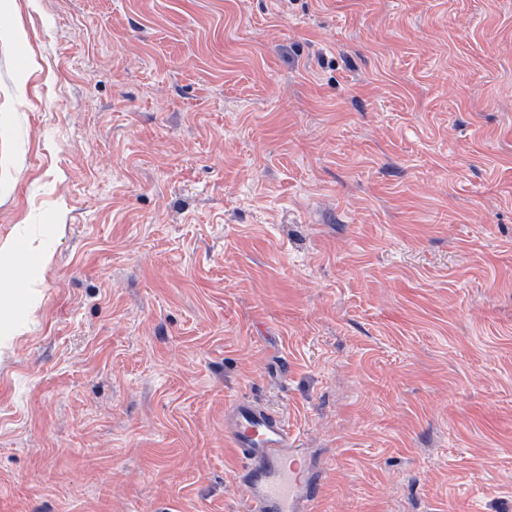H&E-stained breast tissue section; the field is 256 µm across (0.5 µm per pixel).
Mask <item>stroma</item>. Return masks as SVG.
Here are the masks:
<instances>
[{
	"label": "stroma",
	"mask_w": 512,
	"mask_h": 512,
	"mask_svg": "<svg viewBox=\"0 0 512 512\" xmlns=\"http://www.w3.org/2000/svg\"><path fill=\"white\" fill-rule=\"evenodd\" d=\"M0 512H512V0H0ZM224 436L238 462L249 512H313L323 485L278 415L235 399L224 406Z\"/></svg>",
	"instance_id": "obj_1"
}]
</instances>
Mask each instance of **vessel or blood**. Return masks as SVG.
Here are the masks:
<instances>
[{"label": "vessel or blood", "mask_w": 512, "mask_h": 512, "mask_svg": "<svg viewBox=\"0 0 512 512\" xmlns=\"http://www.w3.org/2000/svg\"><path fill=\"white\" fill-rule=\"evenodd\" d=\"M224 436L238 462L249 512H314L324 476L311 471L280 416L232 400L224 406Z\"/></svg>", "instance_id": "vessel-or-blood-1"}]
</instances>
